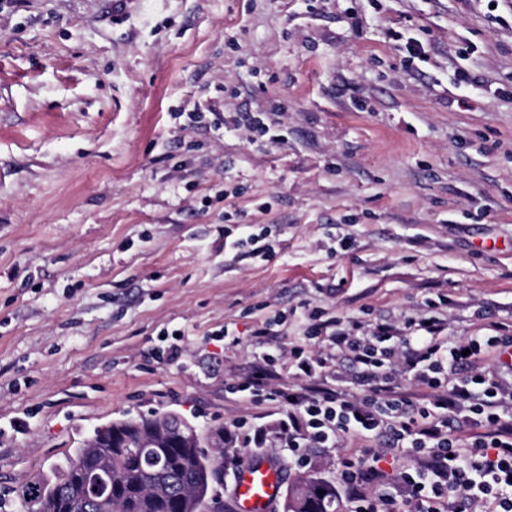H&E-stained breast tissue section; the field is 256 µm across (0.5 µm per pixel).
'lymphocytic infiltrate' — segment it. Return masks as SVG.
<instances>
[{
  "label": "lymphocytic infiltrate",
  "instance_id": "1",
  "mask_svg": "<svg viewBox=\"0 0 512 512\" xmlns=\"http://www.w3.org/2000/svg\"><path fill=\"white\" fill-rule=\"evenodd\" d=\"M447 297L427 300L403 326L363 324L307 313L306 340L288 350V367L306 387L289 394L275 387L271 360L239 378L233 392L256 402L286 400L275 427L250 425L245 446L275 441L292 455L339 446L345 438L366 448L341 463L348 512H512V377L493 375L484 354L512 345L506 324L488 323L480 336H447ZM357 369V392L343 391L334 353ZM428 389L413 403L398 391L400 378ZM404 498L383 485L365 495L361 486L396 457Z\"/></svg>",
  "mask_w": 512,
  "mask_h": 512
}]
</instances>
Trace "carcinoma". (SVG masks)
I'll list each match as a JSON object with an SVG mask.
<instances>
[{
  "instance_id": "cac0c4a2",
  "label": "carcinoma",
  "mask_w": 512,
  "mask_h": 512,
  "mask_svg": "<svg viewBox=\"0 0 512 512\" xmlns=\"http://www.w3.org/2000/svg\"><path fill=\"white\" fill-rule=\"evenodd\" d=\"M112 443V512H202L212 483L215 459L204 454L197 430L174 412L120 420L85 438L54 479L26 484L20 491L24 512H100L94 495L76 498V489L95 472L94 459ZM336 488L301 479L287 492L283 512H336Z\"/></svg>"
}]
</instances>
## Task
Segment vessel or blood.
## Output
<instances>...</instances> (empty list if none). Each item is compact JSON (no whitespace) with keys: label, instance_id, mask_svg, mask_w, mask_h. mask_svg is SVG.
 Here are the masks:
<instances>
[{"label":"vessel or blood","instance_id":"b4317fda","mask_svg":"<svg viewBox=\"0 0 512 512\" xmlns=\"http://www.w3.org/2000/svg\"><path fill=\"white\" fill-rule=\"evenodd\" d=\"M282 485V471L272 461L242 467L234 488L233 512H269Z\"/></svg>","mask_w":512,"mask_h":512}]
</instances>
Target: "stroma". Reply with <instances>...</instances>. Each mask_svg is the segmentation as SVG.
Listing matches in <instances>:
<instances>
[{"label": "stroma", "instance_id": "1", "mask_svg": "<svg viewBox=\"0 0 512 512\" xmlns=\"http://www.w3.org/2000/svg\"><path fill=\"white\" fill-rule=\"evenodd\" d=\"M442 295L449 335L512 322V0H0V512L111 422L270 414L225 388L264 353L294 387L305 308ZM349 451L241 455L288 488Z\"/></svg>", "mask_w": 512, "mask_h": 512}]
</instances>
